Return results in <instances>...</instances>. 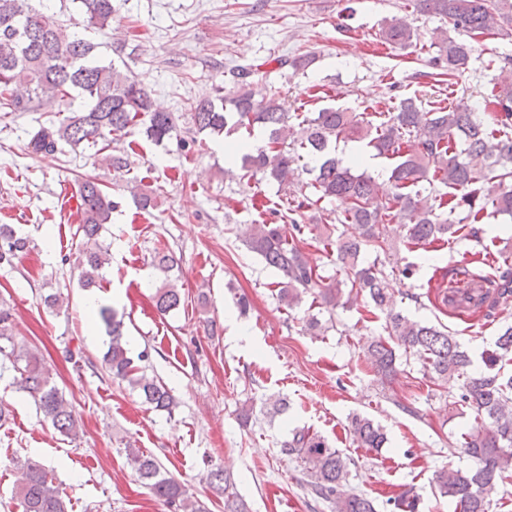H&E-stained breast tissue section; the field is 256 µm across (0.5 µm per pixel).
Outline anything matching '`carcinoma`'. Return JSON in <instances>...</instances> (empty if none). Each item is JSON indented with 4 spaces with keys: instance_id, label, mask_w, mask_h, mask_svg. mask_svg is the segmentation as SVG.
<instances>
[{
    "instance_id": "carcinoma-1",
    "label": "carcinoma",
    "mask_w": 512,
    "mask_h": 512,
    "mask_svg": "<svg viewBox=\"0 0 512 512\" xmlns=\"http://www.w3.org/2000/svg\"><path fill=\"white\" fill-rule=\"evenodd\" d=\"M33 0H0V106L13 112H28L36 100L66 103L72 92L85 99V105L70 110L59 125L40 128L31 145L37 154H54L58 144L76 150L95 147L128 134L144 116L143 133L158 145L171 138L178 117L154 109L150 94L133 76L114 65L99 63L94 45L67 26L53 13L32 6ZM84 8L83 29L104 31L112 25L113 0H80ZM415 10L448 19L461 39L444 33L437 36V55L430 63L448 74L465 68L474 51L470 39L477 35L512 36V4L508 0H415ZM414 31L405 17L386 21L377 33L379 41L394 49L412 45ZM252 68L240 66L234 87L223 95L205 98L191 106L187 115L192 136L180 141L189 152L196 135H222L238 127L261 125L268 142L256 152L227 155L224 178L233 180L273 179L279 184L297 185L300 173L312 176L318 199L332 198L341 211L338 224H355L360 238L336 236V263L347 281L325 284L316 266L300 246L307 229L301 207L289 209V224H253L246 240L250 250L281 277L277 299L289 309L298 308L314 294L321 305L333 310L346 304L345 294H365L374 309L384 314L387 337L372 340L365 352L374 370L382 377L397 373L396 351L415 355L423 362L430 379L438 384L458 377L464 379L458 405L475 414L474 424L463 434L460 447L474 466L466 469L443 468L432 478L436 495L459 507V512H491L506 474L512 471V325L499 333L494 348L482 356L485 370L467 373L472 359L448 329L409 318L393 303L387 275L378 267L380 256L389 250V225L395 224L409 245L447 242L462 231L475 242L479 256L486 250L475 225L484 218L487 205L497 214L512 218V81L500 82L494 95L495 112L485 122L465 99L448 107H422L412 97L400 101L384 121L376 124L341 107H326L303 120V137H293V114L276 98L257 101L247 90ZM358 141L393 161L388 183L381 184L360 164L336 158V144ZM98 162L121 172L130 166L127 155L106 154ZM497 184L498 194L490 199L484 184ZM144 210L162 205L161 195L131 188ZM119 202L94 177L78 186L79 224L76 235L83 248L75 257L79 280L87 291L98 288L101 272L110 263L109 249L98 238L111 223ZM465 213L472 224H454L441 218V212ZM27 238L8 224H0V266L13 265L27 249ZM373 250L375 261H365ZM153 265L164 279L155 286L154 306L161 315L179 308L181 288L174 270L178 259L170 250H157ZM496 292L504 300L512 296V267L500 271ZM97 316L106 328L107 351L103 362L112 378L126 382L143 401L157 411L171 415L177 401L166 384L147 377L137 362L147 352L132 357L123 332V321L113 309L99 306ZM13 314L0 298V365L9 364L18 389L34 398L40 411L64 437L74 440L79 428L69 403L53 381L43 359L27 343L13 337ZM349 433L360 448L385 447L383 428L359 414L350 421ZM284 451L306 466L311 493L334 504L336 512H378L375 501L361 492L344 495L340 488L350 478L349 459L331 447L320 435L305 429L292 430ZM138 479L146 485L169 512H206L184 486L169 476L152 454L139 448L125 449ZM17 479L13 500L19 512H68V505L55 484L52 472L43 464L27 459L16 462ZM212 492L224 498V512H246L244 502L231 479L217 469L211 473ZM419 496L413 489L391 499L396 512H418Z\"/></svg>"
}]
</instances>
